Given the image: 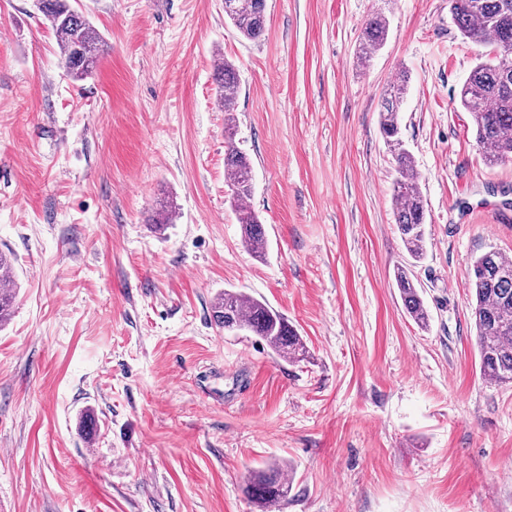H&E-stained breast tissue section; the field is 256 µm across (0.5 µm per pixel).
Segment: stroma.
<instances>
[{"instance_id": "obj_1", "label": "stroma", "mask_w": 512, "mask_h": 512, "mask_svg": "<svg viewBox=\"0 0 512 512\" xmlns=\"http://www.w3.org/2000/svg\"><path fill=\"white\" fill-rule=\"evenodd\" d=\"M106 51L74 81L32 0H0V512H512V386L479 369L471 266L512 257V162L487 166L458 93L479 61L448 0H267L243 39L224 0H79ZM389 21L368 63L362 24ZM267 249L242 245L224 170L220 60ZM421 174L411 264L379 130L398 71ZM176 201L173 223L148 216ZM412 265L428 327L404 311ZM226 290L280 311L309 356L215 326ZM92 415L95 435L81 419ZM243 491L261 512H267L288 498L291 488L287 471L279 464L253 470L247 477Z\"/></svg>"}]
</instances>
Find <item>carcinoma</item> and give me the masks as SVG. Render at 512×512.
<instances>
[{
    "instance_id": "obj_1",
    "label": "carcinoma",
    "mask_w": 512,
    "mask_h": 512,
    "mask_svg": "<svg viewBox=\"0 0 512 512\" xmlns=\"http://www.w3.org/2000/svg\"><path fill=\"white\" fill-rule=\"evenodd\" d=\"M454 23L467 41L493 55L473 68L460 90V103L471 113L478 151L496 165L512 162V0H448ZM36 10L52 30L61 48V62L75 81L86 79L104 54L103 40L75 0H36ZM224 15L247 40H258L266 31V0H224ZM389 24L381 14L362 26L359 59L387 40ZM214 80L224 104V170L229 175L231 199L237 208L241 241L245 249L260 257L267 238L263 224L245 202L254 190L253 167L248 155L235 143L236 70L229 62L215 67ZM406 76L386 94L380 111V132L396 167L393 186L395 221L409 256H424L426 208L420 192V175L401 139L400 108ZM177 210L172 202L160 204L149 223L171 222ZM471 316L476 331L481 374L497 385H512V260L490 250L473 264ZM395 280L402 305L409 317L427 325L429 313L421 289L407 269L399 268ZM15 299L14 287L0 285V323L8 319ZM215 325L226 331H247L259 337L284 358L300 361L307 351L303 339L288 319L266 303L241 292L226 290L211 306ZM260 512H267L288 499L291 491L287 471L279 464L252 471L243 488Z\"/></svg>"
}]
</instances>
